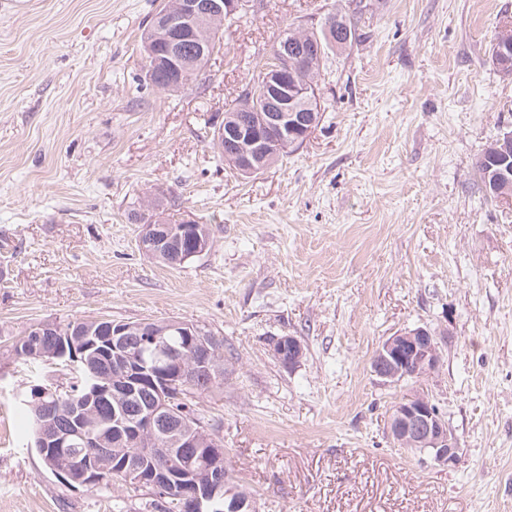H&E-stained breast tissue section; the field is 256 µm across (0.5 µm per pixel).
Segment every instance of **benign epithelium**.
<instances>
[{
    "instance_id": "obj_1",
    "label": "benign epithelium",
    "mask_w": 512,
    "mask_h": 512,
    "mask_svg": "<svg viewBox=\"0 0 512 512\" xmlns=\"http://www.w3.org/2000/svg\"><path fill=\"white\" fill-rule=\"evenodd\" d=\"M243 0H176L175 11L159 17L157 25L164 36L145 41L147 56L154 64H166L173 73L172 82L187 84L195 62L181 57L180 34L206 25L214 26L239 14ZM318 28L303 32L287 31L275 46L276 60L264 68L256 83L261 102L247 97L238 109L236 122L216 132L214 147L223 152L239 173L250 176L262 171L267 161L281 148L305 141L313 130L315 113L321 111L316 80L303 77L297 63H310L321 54ZM512 132L500 134L488 148L505 156L501 165L512 170ZM199 229L194 218L185 219L175 229L155 218L142 221L139 247L142 253L157 257L173 248L184 259L203 254L210 238L195 233L190 236V252H184L185 234ZM185 337V349L199 366L216 365V339L197 325L178 320L114 321L98 318L76 324L60 337L57 346H34L41 358L51 364L70 356L75 368L98 349L112 353V374L104 383L87 387L84 395L69 408V423H55L53 404L69 392L63 381L51 383L33 395L34 405L46 410L45 423L38 441L53 473H63L69 482L94 487L107 471V459L120 473L152 499L184 512H213V504L225 501L228 512H255L252 497L230 485L224 465V449L218 443L200 456L186 452L210 443L211 435L203 422L173 408L176 401L193 397L196 388L187 381L184 366L174 358L169 339ZM273 357L289 368L297 366L303 346L294 336H283L271 346ZM288 360H283V355ZM440 361L438 337L426 327H417L389 337L378 349L373 370L384 382L397 384L411 377L433 372ZM148 390L153 401L133 417L113 414L112 433L99 430L93 414L94 400L132 398ZM389 433L403 448L427 455L434 463L449 467L458 461V439L437 406L428 398L417 396L395 405L389 419ZM137 442L139 448L130 444ZM80 443L88 449L82 459H74L67 449Z\"/></svg>"
}]
</instances>
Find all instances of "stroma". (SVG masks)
<instances>
[{
	"label": "stroma",
	"mask_w": 512,
	"mask_h": 512,
	"mask_svg": "<svg viewBox=\"0 0 512 512\" xmlns=\"http://www.w3.org/2000/svg\"><path fill=\"white\" fill-rule=\"evenodd\" d=\"M163 0H0V512H112L44 467L23 400L51 366L11 344L43 322L178 319L224 339L197 401L256 512H512V201L475 168L512 129L492 57L512 0H252L190 86L148 85ZM355 16L318 79L308 139L243 177L211 144L289 29ZM210 228L170 268L139 249L146 199ZM439 336L430 375L384 383L390 336ZM298 338L294 368L273 357ZM429 397L459 440L435 465L393 441ZM287 344L288 350L285 356H288V361H284L283 355L287 347ZM271 352L273 357L283 366L293 368L299 364L303 356V346L296 337L283 336L274 340L271 346Z\"/></svg>",
	"instance_id": "stroma-1"
}]
</instances>
